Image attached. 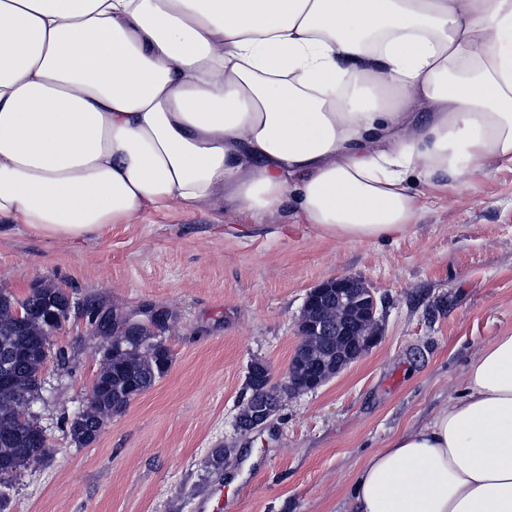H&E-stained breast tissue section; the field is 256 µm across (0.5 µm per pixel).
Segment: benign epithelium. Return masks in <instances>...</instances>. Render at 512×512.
<instances>
[{"label": "benign epithelium", "instance_id": "1", "mask_svg": "<svg viewBox=\"0 0 512 512\" xmlns=\"http://www.w3.org/2000/svg\"><path fill=\"white\" fill-rule=\"evenodd\" d=\"M378 313L376 290L360 278L338 275L318 284L307 293L298 321L305 353L282 376L266 368L267 384L285 398L316 391L333 377L318 350L336 347V369L347 367L379 340Z\"/></svg>", "mask_w": 512, "mask_h": 512}]
</instances>
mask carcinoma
<instances>
[{"label": "carcinoma", "instance_id": "cac0c4a2", "mask_svg": "<svg viewBox=\"0 0 512 512\" xmlns=\"http://www.w3.org/2000/svg\"><path fill=\"white\" fill-rule=\"evenodd\" d=\"M68 300L62 289L48 281L30 289L23 298L0 289V500L5 498L1 488H11L10 477L46 455L43 428L21 408L42 400L39 372L49 354L62 365L69 361L67 349L50 348L52 317L58 313L61 322L68 320ZM83 315L109 342L103 347V364L92 386L90 410L81 416L63 417L67 434L78 447L90 445L112 416L126 410L134 398L168 373L173 361L172 351L163 341L165 327L140 322L130 336L122 318L105 316L90 302L83 307ZM264 366L256 361L248 371L250 396L239 413L247 431L255 429L252 414L257 404L282 406L280 398L264 389L260 379Z\"/></svg>", "mask_w": 512, "mask_h": 512}]
</instances>
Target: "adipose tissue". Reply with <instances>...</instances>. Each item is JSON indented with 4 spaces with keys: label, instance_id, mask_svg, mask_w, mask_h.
<instances>
[{
    "label": "adipose tissue",
    "instance_id": "adipose-tissue-1",
    "mask_svg": "<svg viewBox=\"0 0 512 512\" xmlns=\"http://www.w3.org/2000/svg\"><path fill=\"white\" fill-rule=\"evenodd\" d=\"M512 162V0H0V228L142 209L404 235ZM349 512H512V334L360 463Z\"/></svg>",
    "mask_w": 512,
    "mask_h": 512
}]
</instances>
